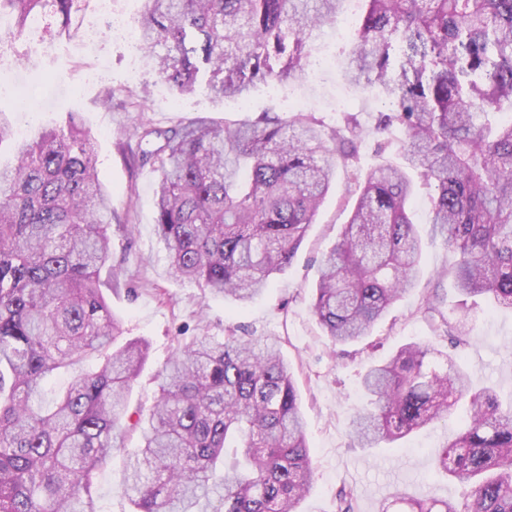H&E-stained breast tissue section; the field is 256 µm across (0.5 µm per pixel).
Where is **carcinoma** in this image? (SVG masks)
<instances>
[{
    "label": "carcinoma",
    "instance_id": "1",
    "mask_svg": "<svg viewBox=\"0 0 512 512\" xmlns=\"http://www.w3.org/2000/svg\"><path fill=\"white\" fill-rule=\"evenodd\" d=\"M78 3L0 0L9 43L48 5L70 28ZM343 3L145 0L141 62L181 95L208 68L214 98L245 102L258 80L304 73L314 30ZM358 14L343 74L377 89L387 111L375 132L402 137L376 154L395 148L403 162L364 169L368 132L349 112L336 126L303 112L142 123L137 159L159 172L156 230L170 268L211 295L253 301L291 266L341 170L353 205L311 302L332 343L372 335L414 287L420 186L431 190L435 233L458 256L455 288L512 308V120L499 119L512 112V0H361ZM7 140L16 162L0 166V512H100L96 472L138 428L122 487L133 512H298L313 468L278 341L229 329L180 343L148 413L130 411L150 343L123 335L104 293L125 259L112 255V194L95 144L74 120L18 140L0 110ZM424 305L448 350L414 342L370 366L354 433L365 448L391 444L465 401L463 429L435 470L472 487L460 507L395 493L381 512H512V405L456 365L471 345L468 315L445 318L435 295ZM58 375L66 385L48 388ZM354 499L341 487L337 512H353Z\"/></svg>",
    "mask_w": 512,
    "mask_h": 512
}]
</instances>
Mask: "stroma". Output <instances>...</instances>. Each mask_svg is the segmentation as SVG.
I'll return each instance as SVG.
<instances>
[{
  "mask_svg": "<svg viewBox=\"0 0 512 512\" xmlns=\"http://www.w3.org/2000/svg\"><path fill=\"white\" fill-rule=\"evenodd\" d=\"M108 29L99 15L96 0H82L69 31H62L52 15H43V41L50 53L34 54L29 41L16 43L0 55V76L29 81L52 91L42 112L22 117L8 95L0 96V109L12 113L16 125L31 130L41 124L62 126L75 119L82 123L96 147L99 178L112 192L113 224H134L132 236L112 233V251L125 257L121 283L109 294L113 311L123 321L126 336L147 339L150 357L135 383L132 404H151L157 389L155 375L177 342L196 336H220L226 328L240 335L279 340L282 354L295 372L301 409L307 426L314 479L299 512H336V492L344 485L356 491L355 512H381L386 499L401 491L414 498L435 497L455 503L469 494L468 485L434 476L435 451L455 432L458 417L411 435L396 445L361 448L354 444L350 419L364 400L361 375L366 366L385 360L398 347L411 342L441 345L431 321L423 313L426 295H438L441 309L450 319L468 315L474 344L462 353L461 365L478 384L494 385L501 402L512 401V309L493 306L486 297H468L453 288L446 270L456 257L432 237L428 224L427 190L413 200L415 220L423 242L422 267L415 287L391 308L372 337L360 345H332L311 312L313 290L320 262L338 241L346 220L338 208L345 190V177H338L335 190L321 205L291 266L271 280L268 288L245 307L210 295L196 282L176 277L156 233L155 187L157 174L138 167L133 158L138 141L132 130L142 121L166 128L206 116L252 120L261 113L285 115V106L273 95L267 82L257 83L247 104L209 96L200 74L199 86L177 96L169 86L148 71L130 76L124 44L105 37L92 47L81 42L85 26ZM296 91L308 102L309 111L335 123L337 96L356 99L366 124H373L383 104L366 91L349 86L341 64L329 66L317 80L300 78ZM117 99H129L133 108L106 109L100 99L106 90ZM123 458L115 456L102 466L96 494L103 512H130L122 495Z\"/></svg>",
  "mask_w": 512,
  "mask_h": 512,
  "instance_id": "35a3bbf8",
  "label": "stroma"
}]
</instances>
